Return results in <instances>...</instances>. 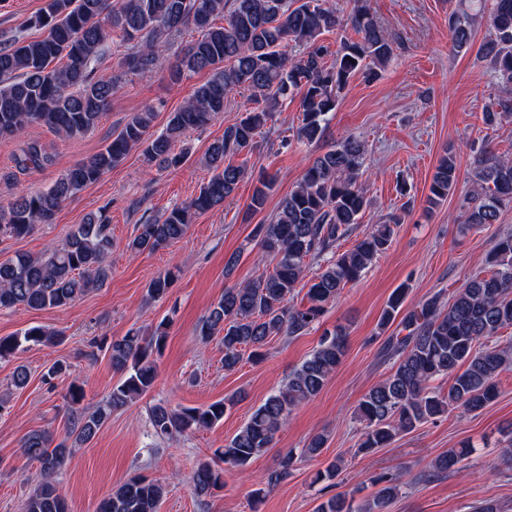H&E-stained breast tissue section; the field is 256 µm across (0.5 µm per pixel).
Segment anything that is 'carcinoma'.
Returning <instances> with one entry per match:
<instances>
[{
    "mask_svg": "<svg viewBox=\"0 0 512 512\" xmlns=\"http://www.w3.org/2000/svg\"><path fill=\"white\" fill-rule=\"evenodd\" d=\"M344 14L327 0H48L46 8L28 20L45 30L34 40L0 44V138L15 137L37 125L65 139L78 140L96 128L112 103L122 80L152 70L169 50V36L192 28L197 38L181 49L170 65L179 81L185 72H207L185 104L170 113L165 129L152 131L155 113L146 108L129 115L112 139L99 151L61 173L47 189H28L0 207V234L20 238L40 224H51L63 204L86 186L117 167L134 148H143L149 162L175 167L186 161L175 151L181 136L208 126L224 114L228 99L247 90L252 107L224 127L223 136L205 153L212 176L198 194L171 208L160 220L138 225L127 248L134 253L155 252L182 239L193 216L224 207L248 172V155L256 138L271 120L273 110L300 97L301 124L297 140L314 144L324 138L329 116L351 79L363 73L377 75L393 55V42L371 13L369 0H352ZM474 13L456 10L448 15L454 47L469 50L477 18L486 19L490 37L479 48L489 62L503 95L483 111L484 123L494 126L512 114V0H473ZM118 30L131 44L117 72L96 69L108 29ZM342 31L339 47L320 39ZM304 46L297 57L288 44ZM367 153L361 136H348L328 146L305 168L295 187L277 207L271 221L254 227L253 237L275 262L272 272L224 289V295L203 317L200 340L221 336L224 370L243 360H264L266 347L276 336H298L319 324L329 303L360 280L372 262L390 244L393 215L387 224L357 240L342 252V239L359 223L367 201L360 178ZM17 163L44 168L53 158L36 142L27 143ZM458 167L450 155L435 166L426 203L434 207L448 198L458 183ZM475 190L469 198L464 228L496 223L500 208L512 203V158L487 148L473 168ZM271 178L257 180L248 209L262 210L273 189ZM112 227L106 215H91L76 225L65 241L37 255L18 253L0 262V309L24 306L34 310L70 305L109 280ZM319 262L320 272L306 293L307 304H288L303 279L304 260ZM490 270L472 276L448 301L439 294L419 309L401 314L406 289L390 297L380 326L399 321L405 334L390 336L382 354L393 361L391 371L373 385L359 402L355 419L361 425L358 451L370 453L390 445L397 436L416 430L448 410L474 413L499 395L497 378L512 367V344L485 340L512 328V233L498 234L486 258ZM174 281L171 272L153 278L147 299L164 298ZM169 323L160 322L149 333L137 329L107 340L93 341L106 351L112 368L122 374L106 404L92 412L81 407L83 389L70 384L67 433L60 441L48 431L28 433L23 455L38 463L35 487L24 512H69L58 493L56 477L76 449L90 443L112 412L148 394L154 387L156 356L162 353ZM52 333L30 326L21 334L0 337V360L24 344H40ZM344 328L326 329L317 347L288 376V381L256 408L237 433L218 452L219 462L201 461L192 471V493L204 497L224 486V473L241 468L273 446L292 411L313 399L336 371L345 355ZM446 377L448 394L441 396L431 382ZM234 399L204 408L174 409L166 403L151 408L150 424L159 438L208 429L224 420ZM471 454L467 444L451 448L431 463L437 473L461 472ZM295 454L280 455L278 467L260 483L273 488L293 472ZM404 474L382 476L380 489L368 503L354 506L346 493L321 502L317 512H385L404 485ZM164 488L135 474L101 501L98 512H157Z\"/></svg>",
    "mask_w": 512,
    "mask_h": 512,
    "instance_id": "cac0c4a2",
    "label": "carcinoma"
}]
</instances>
